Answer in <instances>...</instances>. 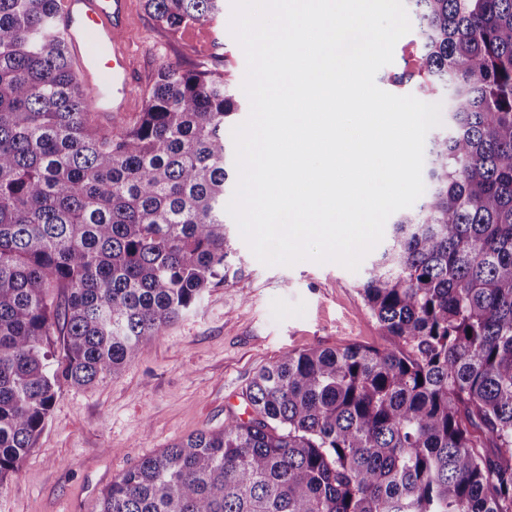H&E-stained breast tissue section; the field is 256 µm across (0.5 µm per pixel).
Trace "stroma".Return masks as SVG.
<instances>
[{
	"mask_svg": "<svg viewBox=\"0 0 512 512\" xmlns=\"http://www.w3.org/2000/svg\"><path fill=\"white\" fill-rule=\"evenodd\" d=\"M125 38L137 53L135 81L144 95L158 70L205 62L227 70L241 88L247 62L224 30L218 51L160 29L144 0H130ZM421 44L402 36L391 64L375 81L394 95L448 104L440 90L424 93L416 77ZM402 83H395V76ZM240 269L162 335L143 346L120 373L88 387L62 384L36 445L0 485V512H98L102 492L142 458L201 431L223 428L226 416L244 408L242 393L255 372L285 352L354 343L380 346L386 339L359 294L363 272L328 262L292 266L262 264L233 219L225 221Z\"/></svg>",
	"mask_w": 512,
	"mask_h": 512,
	"instance_id": "1",
	"label": "stroma"
}]
</instances>
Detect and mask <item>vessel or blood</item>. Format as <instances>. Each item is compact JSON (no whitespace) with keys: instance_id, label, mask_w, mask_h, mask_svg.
<instances>
[{"instance_id":"b4317fda","label":"vessel or blood","mask_w":512,"mask_h":512,"mask_svg":"<svg viewBox=\"0 0 512 512\" xmlns=\"http://www.w3.org/2000/svg\"><path fill=\"white\" fill-rule=\"evenodd\" d=\"M56 21L101 120L130 112L135 54L122 37L129 0H61Z\"/></svg>"}]
</instances>
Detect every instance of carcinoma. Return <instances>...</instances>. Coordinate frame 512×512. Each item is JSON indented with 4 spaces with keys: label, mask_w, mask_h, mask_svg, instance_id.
Listing matches in <instances>:
<instances>
[{
    "label": "carcinoma",
    "mask_w": 512,
    "mask_h": 512,
    "mask_svg": "<svg viewBox=\"0 0 512 512\" xmlns=\"http://www.w3.org/2000/svg\"><path fill=\"white\" fill-rule=\"evenodd\" d=\"M406 2L424 87L453 106L425 199L360 288L387 344L285 352L249 383L250 418L142 459L98 512H512V0ZM145 7L177 31L224 0ZM58 9L0 0V484L61 382L118 373L239 273L224 74L166 64L142 111L101 123Z\"/></svg>",
    "instance_id": "carcinoma-1"
}]
</instances>
